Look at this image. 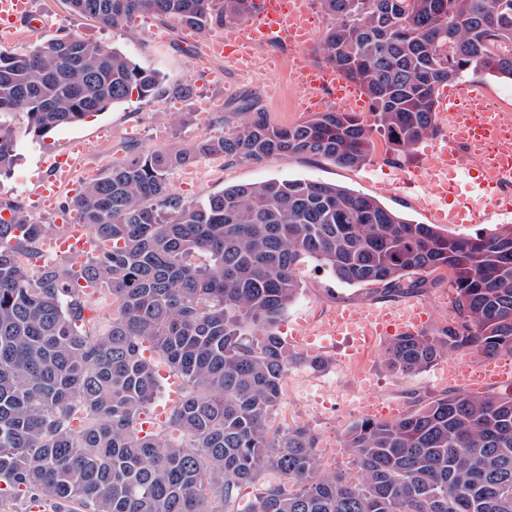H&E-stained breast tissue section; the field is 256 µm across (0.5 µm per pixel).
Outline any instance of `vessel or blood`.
I'll return each instance as SVG.
<instances>
[{"label": "vessel or blood", "mask_w": 512, "mask_h": 512, "mask_svg": "<svg viewBox=\"0 0 512 512\" xmlns=\"http://www.w3.org/2000/svg\"><path fill=\"white\" fill-rule=\"evenodd\" d=\"M42 26V19L32 10V0H0V42L16 39L20 30L37 31ZM313 29L305 0H292L288 5L282 0H258L257 11L246 22L232 25L223 47L224 64L233 70L240 68L260 41L275 37L305 45ZM285 71L299 97L323 109L353 111V87L344 77H333L331 70L312 66L300 54ZM436 124L442 134L432 138L426 162L403 176L400 183L415 190L420 206L435 223H482L486 214L500 209L503 183L512 181V135L502 134L504 111L488 98L479 82L460 81L440 99ZM57 245L60 252L79 260L100 250L99 241L80 223L65 225ZM430 314L415 297L389 305H340L299 320L288 343L319 359L327 352L328 342L354 337L355 343L341 363L360 375L382 339L417 333L428 323ZM436 378L470 391L483 380L510 383L512 370L487 359L457 355L437 363Z\"/></svg>", "instance_id": "vessel-or-blood-1"}]
</instances>
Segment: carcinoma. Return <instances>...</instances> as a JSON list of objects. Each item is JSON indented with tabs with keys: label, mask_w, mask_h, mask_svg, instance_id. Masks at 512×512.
<instances>
[{
	"label": "carcinoma",
	"mask_w": 512,
	"mask_h": 512,
	"mask_svg": "<svg viewBox=\"0 0 512 512\" xmlns=\"http://www.w3.org/2000/svg\"><path fill=\"white\" fill-rule=\"evenodd\" d=\"M316 53L358 84L369 118L317 112L241 123L138 154L69 203L112 248L30 265L48 225L17 205L0 221V512H512V395L450 389L393 421L361 419L344 447L357 473L324 471L316 434L273 425L301 360L276 326L297 298L299 262L339 281L417 290L449 274L448 328L393 339L386 367L420 373L451 354L512 355V224L452 237L375 198L315 180L236 184L186 203L171 175L213 155L259 163L307 154L358 168L373 132L396 164L436 131L441 86L477 73L512 81V0H318ZM121 31L141 13L206 32L255 0H69ZM159 75L116 48L62 35L0 49V172L16 157L13 116L41 136L154 94ZM204 254L196 265L191 258ZM104 324L85 316L93 293ZM182 381L165 424L143 430L153 357ZM269 471L279 481L265 482ZM257 487L240 504L239 488Z\"/></svg>",
	"instance_id": "cac0c4a2"
}]
</instances>
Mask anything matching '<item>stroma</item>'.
<instances>
[{"label":"stroma","instance_id":"35a3bbf8","mask_svg":"<svg viewBox=\"0 0 512 512\" xmlns=\"http://www.w3.org/2000/svg\"><path fill=\"white\" fill-rule=\"evenodd\" d=\"M32 8L47 17L49 25L43 31L16 41V48L69 33L121 50L141 67L159 71L161 80L157 97L131 94L108 110L87 114L81 121L59 127L42 137L28 133L25 114L16 116V162L9 172L0 174V208L10 203L19 205L36 223H57L58 215L35 204L31 196L34 179L47 175L50 159L62 154L70 141L90 137L100 129H107L106 140L86 155L70 185L61 191V202L70 201L88 182L113 167L128 163L138 153L162 150L175 142L189 144L219 133L225 122H242L243 117L236 109L243 100H256L275 125L288 126L308 118L307 112L296 107L288 92L272 97L263 84L240 83L222 61H213L204 68L195 67L194 62L206 48L209 38L193 29L153 16H137L124 30L114 31L102 27L93 18L73 13L68 0H33ZM383 155V149H376L368 165L352 169L310 155H292L258 164L236 163L225 166L221 175L205 184L187 181L186 172L181 169L174 172L171 184L185 202L194 203L234 184L312 179L375 197L386 208L413 223H426L427 218L417 208L416 196L411 190L385 186L383 176L392 166L384 161ZM297 277L302 290L277 327L283 337L301 314L384 297L381 285L341 283L311 259L300 263ZM388 346V341H381L377 352L366 363V370L379 391L381 407L403 415L415 398L429 400L443 393V386L434 380L433 369L409 377L388 371L384 361ZM281 408L287 411L289 424L305 425L314 430L325 471L355 472L354 459L343 446L345 435L356 420L353 413L331 402L312 409L288 397L284 398Z\"/></svg>","mask_w":512,"mask_h":512}]
</instances>
